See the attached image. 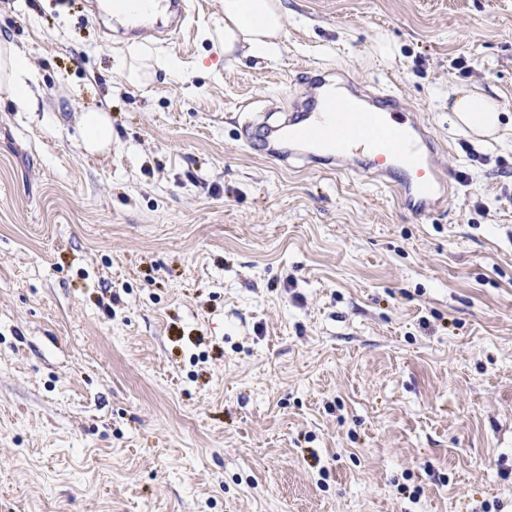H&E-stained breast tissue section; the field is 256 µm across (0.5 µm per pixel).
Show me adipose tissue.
Masks as SVG:
<instances>
[{
	"instance_id": "1",
	"label": "adipose tissue",
	"mask_w": 512,
	"mask_h": 512,
	"mask_svg": "<svg viewBox=\"0 0 512 512\" xmlns=\"http://www.w3.org/2000/svg\"><path fill=\"white\" fill-rule=\"evenodd\" d=\"M224 14L216 18L215 34L228 48L243 44L250 55L269 59L276 54L286 24V10L281 0H224ZM36 73L22 52L0 39V95L20 111L32 104L31 86ZM501 107L493 98L458 90L453 112L457 123L475 133L507 140L512 132L503 129Z\"/></svg>"
}]
</instances>
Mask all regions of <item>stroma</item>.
Listing matches in <instances>:
<instances>
[{"label":"stroma","mask_w":512,"mask_h":512,"mask_svg":"<svg viewBox=\"0 0 512 512\" xmlns=\"http://www.w3.org/2000/svg\"><path fill=\"white\" fill-rule=\"evenodd\" d=\"M190 2L139 42L184 79L135 87L90 0H0L38 76L0 100V512H512V149L448 96L512 127V0H282L272 61ZM316 69L445 141L440 211L246 150ZM453 112L456 123L462 124L475 133L492 137L495 141H505L512 136L510 129L502 128L500 104L489 96L458 90L454 93ZM83 143L85 149L91 153L112 145V123L104 110L87 112L84 115Z\"/></svg>","instance_id":"35a3bbf8"}]
</instances>
